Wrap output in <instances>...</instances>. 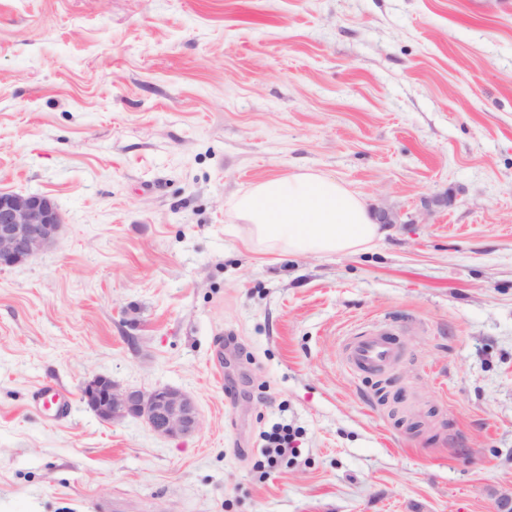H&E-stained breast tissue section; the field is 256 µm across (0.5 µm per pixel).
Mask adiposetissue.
<instances>
[{"instance_id": "1", "label": "adipose tissue", "mask_w": 512, "mask_h": 512, "mask_svg": "<svg viewBox=\"0 0 512 512\" xmlns=\"http://www.w3.org/2000/svg\"><path fill=\"white\" fill-rule=\"evenodd\" d=\"M253 244L291 255L351 254L380 235L363 199L335 178L290 172L253 185L235 201Z\"/></svg>"}]
</instances>
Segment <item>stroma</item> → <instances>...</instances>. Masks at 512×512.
<instances>
[{"mask_svg": "<svg viewBox=\"0 0 512 512\" xmlns=\"http://www.w3.org/2000/svg\"><path fill=\"white\" fill-rule=\"evenodd\" d=\"M293 171L400 221L354 255L257 249L233 204ZM0 190L64 222L0 269V512L512 491V0H0ZM386 322L396 367L356 376L349 336ZM95 375L181 389L200 429L100 420ZM282 420L299 454L256 471Z\"/></svg>", "mask_w": 512, "mask_h": 512, "instance_id": "stroma-1", "label": "stroma"}]
</instances>
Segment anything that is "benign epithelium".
<instances>
[{
	"mask_svg": "<svg viewBox=\"0 0 512 512\" xmlns=\"http://www.w3.org/2000/svg\"><path fill=\"white\" fill-rule=\"evenodd\" d=\"M62 226L60 211L48 196L0 190V268L37 256L56 241ZM80 392L89 408L104 421L139 417L153 432L165 437L190 435L200 427L194 400L177 388H122L98 375L83 382Z\"/></svg>",
	"mask_w": 512,
	"mask_h": 512,
	"instance_id": "benign-epithelium-1",
	"label": "benign epithelium"
}]
</instances>
